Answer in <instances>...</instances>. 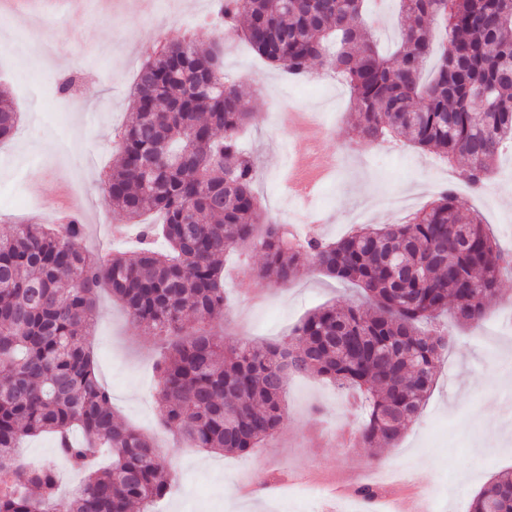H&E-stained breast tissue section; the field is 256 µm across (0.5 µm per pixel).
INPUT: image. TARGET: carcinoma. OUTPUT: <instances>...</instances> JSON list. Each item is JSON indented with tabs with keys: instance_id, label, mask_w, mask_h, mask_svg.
Returning <instances> with one entry per match:
<instances>
[{
	"instance_id": "cac0c4a2",
	"label": "carcinoma",
	"mask_w": 512,
	"mask_h": 512,
	"mask_svg": "<svg viewBox=\"0 0 512 512\" xmlns=\"http://www.w3.org/2000/svg\"><path fill=\"white\" fill-rule=\"evenodd\" d=\"M366 0H223L224 24L291 76L319 61L348 88L367 142L402 138L452 162L475 189L512 147V0H398L409 23L383 55ZM224 47L161 44L140 68L121 152L107 180L112 208L138 227L137 245L102 262L80 246L82 225L0 230V512H143L167 494L164 462L142 433L117 421L88 348L98 292L168 337L158 368L162 425L210 452L244 455L280 429L288 376L310 374L364 411L359 442L394 446L419 415L453 337L418 324L451 312L477 327L505 274L498 240L462 212L450 189L400 224L363 226L335 241L295 240L260 212L255 166L237 132L255 120L241 87L221 75ZM487 91L478 112L472 96ZM18 125L0 93V141ZM263 253L274 285L308 261L362 289L364 300L321 307L283 344L227 340L201 324L224 308V254ZM82 440L72 438L74 430ZM50 434L56 459L39 467L15 453ZM84 473L58 494L61 466ZM471 512H512V471L474 498Z\"/></svg>"
}]
</instances>
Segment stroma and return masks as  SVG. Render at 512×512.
<instances>
[{"label": "stroma", "instance_id": "35a3bbf8", "mask_svg": "<svg viewBox=\"0 0 512 512\" xmlns=\"http://www.w3.org/2000/svg\"><path fill=\"white\" fill-rule=\"evenodd\" d=\"M218 9L219 0H82L70 15L48 4L18 11L0 0V89L20 115L13 138L0 142V226L54 223L57 210L77 200L82 246L108 258L112 247L101 229L123 219L112 210L105 174L118 156L138 67L159 39H220L222 72L242 85L256 114L239 141L253 157V188L270 216L299 237L335 240L351 231L354 214L372 225L396 224L386 199L403 197L417 211L446 185L512 251L511 150L477 190L461 178L460 165L432 153L397 140L367 143L354 128L343 83L318 64L289 78L236 33L204 23ZM72 73L79 76L72 99L57 103L52 88ZM18 170L26 189L14 198L5 188ZM260 263L254 251L226 254V305L210 320L212 333L275 344L314 310L359 297L310 264L288 284H268L255 274ZM100 303L88 338L95 370L118 421L152 438L165 459L164 512H311L313 493L327 503L353 502L357 512H392L417 504L425 489L438 492L434 512H470L481 488L512 470V384L497 381L512 350V275L503 277L479 328L450 325L454 342L420 416L378 456L348 439L362 410L310 376L289 379L279 434L248 455L175 448L157 404L162 340L133 321L110 290H101ZM378 466L412 475L376 485L375 499L364 501L359 489Z\"/></svg>", "mask_w": 512, "mask_h": 512}]
</instances>
